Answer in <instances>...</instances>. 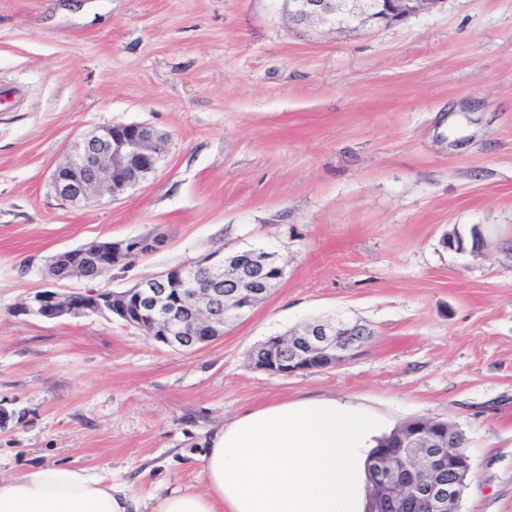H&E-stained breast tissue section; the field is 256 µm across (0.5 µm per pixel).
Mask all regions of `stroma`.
I'll return each mask as SVG.
<instances>
[{
    "label": "stroma",
    "mask_w": 512,
    "mask_h": 512,
    "mask_svg": "<svg viewBox=\"0 0 512 512\" xmlns=\"http://www.w3.org/2000/svg\"><path fill=\"white\" fill-rule=\"evenodd\" d=\"M285 0H0V475L111 470L134 491L200 484L212 430L273 401L336 398L457 427L460 512H512V0H443L390 27L289 25ZM169 134L148 181L72 203L51 174L85 132ZM479 234L480 254L446 248ZM159 238L103 279L126 290L231 246L279 286L197 351L100 313L22 314L93 241ZM342 315L343 364L274 376L248 353Z\"/></svg>",
    "instance_id": "1"
}]
</instances>
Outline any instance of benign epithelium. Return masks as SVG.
<instances>
[{
	"label": "benign epithelium",
	"instance_id": "obj_1",
	"mask_svg": "<svg viewBox=\"0 0 512 512\" xmlns=\"http://www.w3.org/2000/svg\"><path fill=\"white\" fill-rule=\"evenodd\" d=\"M295 25H316L330 30L391 26L444 0H286ZM168 152V136L146 123L120 124L81 137L65 163L52 173L55 192L64 200L82 202L108 196L112 199L155 174ZM159 239L139 236L120 241H95L53 256L49 271L56 280L82 269L97 268L110 256L149 254ZM273 267L258 257L237 270L232 287H224V252L182 272H164L127 292L107 288L76 292L63 297L53 290L34 294L21 312L47 320L87 312L107 313L140 330L149 341L181 350H194L224 335V327L252 310L255 298L271 288ZM368 330L358 322L338 316L308 324L304 332L276 346L258 369L277 376L340 365L365 343ZM436 433L421 423L407 425L399 447L426 458L422 468L396 472L387 454L369 460L378 481L374 512H458L461 490L472 470L471 457L450 451L455 430L440 419Z\"/></svg>",
	"mask_w": 512,
	"mask_h": 512
}]
</instances>
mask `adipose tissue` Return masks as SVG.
Wrapping results in <instances>:
<instances>
[{
	"label": "adipose tissue",
	"mask_w": 512,
	"mask_h": 512,
	"mask_svg": "<svg viewBox=\"0 0 512 512\" xmlns=\"http://www.w3.org/2000/svg\"><path fill=\"white\" fill-rule=\"evenodd\" d=\"M376 418L347 402L274 403L219 426L199 457L202 487L151 494L150 512H364ZM111 476L33 464L0 476V512H140Z\"/></svg>",
	"instance_id": "obj_1"
}]
</instances>
